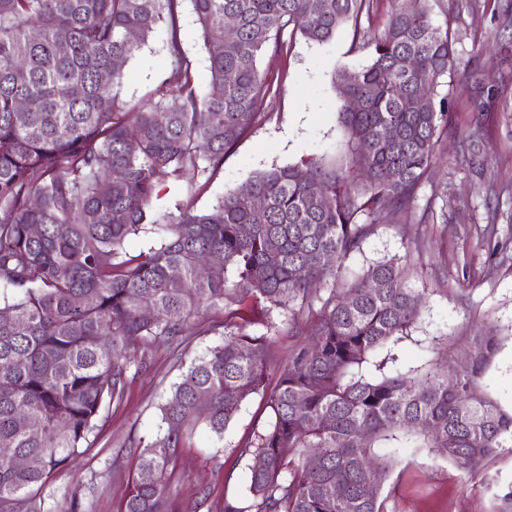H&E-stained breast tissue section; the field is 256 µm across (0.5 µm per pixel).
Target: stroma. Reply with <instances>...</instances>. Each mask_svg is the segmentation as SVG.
Segmentation results:
<instances>
[{
	"mask_svg": "<svg viewBox=\"0 0 512 512\" xmlns=\"http://www.w3.org/2000/svg\"><path fill=\"white\" fill-rule=\"evenodd\" d=\"M435 24L449 27L458 69L437 89L450 103L444 150L418 189L404 222L377 224L347 264L363 266L395 257L414 265L415 287L425 298L421 317L400 347L406 364L451 357L455 335L489 319L499 328L501 348L487 371L486 391L512 409V46L498 40L505 0H429ZM392 0H372L357 24H346L317 44L284 34L280 51H266L261 72L269 96L253 128L224 156L198 210L246 183L256 173L307 156L332 161L347 150L337 123L342 101L332 85L338 66L357 70L370 60L363 39L383 30ZM182 42L198 87H206L209 59L191 6L182 14ZM174 61L167 34L157 29L124 69L121 96L146 100L168 81ZM481 127V161L475 174L456 144ZM178 350L147 349L146 371L131 379L122 402L104 406L90 445L68 469L56 472L42 492L45 512H67L78 499L84 512H121L127 477L141 446L155 438L160 406L178 381ZM271 412L262 396L243 405L235 423L218 438L199 433L180 448L170 490L184 512H224L225 501L245 502L249 461L238 453ZM387 489L389 512H501L512 492V448L499 449L476 473L410 448Z\"/></svg>",
	"mask_w": 512,
	"mask_h": 512,
	"instance_id": "35a3bbf8",
	"label": "stroma"
}]
</instances>
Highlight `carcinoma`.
Wrapping results in <instances>:
<instances>
[{
	"label": "carcinoma",
	"mask_w": 512,
	"mask_h": 512,
	"mask_svg": "<svg viewBox=\"0 0 512 512\" xmlns=\"http://www.w3.org/2000/svg\"><path fill=\"white\" fill-rule=\"evenodd\" d=\"M186 1L209 53L204 92L183 52ZM427 2L410 12L395 0L370 63L334 70L339 96L361 103L338 112L344 162L276 166L208 210L190 196L160 214L164 185L192 172L206 188L253 127L271 90L259 57L288 29L330 40L370 0H0V512H42L47 481L143 368L132 367L137 352L181 345L208 312L224 313L205 328L223 339L172 385L123 512H179L178 449L201 428L223 437L258 393L273 420L239 448L246 505L224 512H388L402 449L474 472L512 447V410L480 390L500 350L496 325L453 339L448 367L406 366L398 346L423 299L411 269L396 258L346 265L373 225L407 213L448 124L437 87L455 71L454 42ZM227 17L235 32L218 51ZM160 26L175 67L157 97L130 106L112 62ZM147 230L159 246L126 249ZM207 254L221 262L201 277ZM248 303L312 337L271 389L267 336L249 332ZM19 456L32 465L17 467Z\"/></svg>",
	"instance_id": "obj_1"
}]
</instances>
